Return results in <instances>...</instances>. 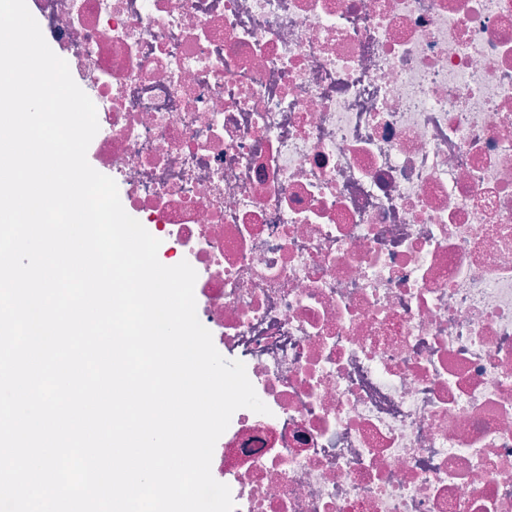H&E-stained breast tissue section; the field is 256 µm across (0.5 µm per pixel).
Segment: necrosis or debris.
<instances>
[{
	"label": "necrosis or debris",
	"instance_id": "necrosis-or-debris-1",
	"mask_svg": "<svg viewBox=\"0 0 512 512\" xmlns=\"http://www.w3.org/2000/svg\"><path fill=\"white\" fill-rule=\"evenodd\" d=\"M27 5L269 408L235 512H512V0Z\"/></svg>",
	"mask_w": 512,
	"mask_h": 512
}]
</instances>
